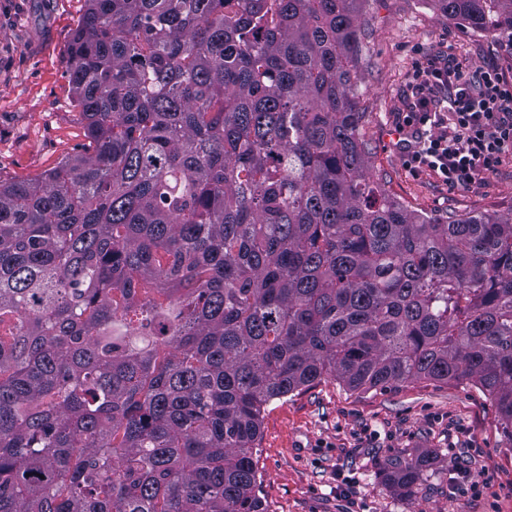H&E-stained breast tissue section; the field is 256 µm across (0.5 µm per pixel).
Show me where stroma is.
Wrapping results in <instances>:
<instances>
[{
    "mask_svg": "<svg viewBox=\"0 0 512 512\" xmlns=\"http://www.w3.org/2000/svg\"><path fill=\"white\" fill-rule=\"evenodd\" d=\"M367 21L357 95L372 174L410 208L440 222L512 207V160L470 190L416 172L393 136L414 64L445 48L512 77V50L448 22L428 0H363ZM85 0H0V179L39 177L87 145L67 73V48ZM434 452L411 492L383 482L386 458ZM269 512H512V443L478 388L414 380L352 389L333 377L274 400L257 448ZM492 476L480 493L468 482Z\"/></svg>",
    "mask_w": 512,
    "mask_h": 512,
    "instance_id": "1",
    "label": "stroma"
}]
</instances>
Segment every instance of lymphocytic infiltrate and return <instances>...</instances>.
<instances>
[{
  "label": "lymphocytic infiltrate",
  "instance_id": "f902f5d3",
  "mask_svg": "<svg viewBox=\"0 0 512 512\" xmlns=\"http://www.w3.org/2000/svg\"><path fill=\"white\" fill-rule=\"evenodd\" d=\"M409 104L398 130H411L407 165L447 187L482 184L512 158V79L492 63L472 67L452 53L423 57L408 84Z\"/></svg>",
  "mask_w": 512,
  "mask_h": 512
}]
</instances>
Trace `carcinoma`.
<instances>
[{
    "mask_svg": "<svg viewBox=\"0 0 512 512\" xmlns=\"http://www.w3.org/2000/svg\"><path fill=\"white\" fill-rule=\"evenodd\" d=\"M86 2L89 148L0 180V512H268L262 413L327 373L466 381L512 443V209L371 176L362 0ZM430 2L512 48V0Z\"/></svg>",
    "mask_w": 512,
    "mask_h": 512,
    "instance_id": "obj_1",
    "label": "carcinoma"
}]
</instances>
